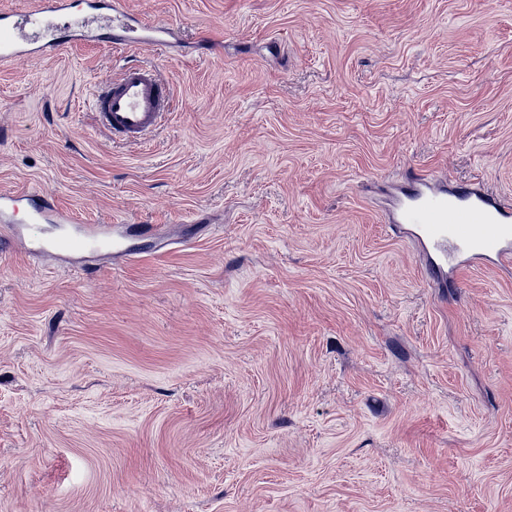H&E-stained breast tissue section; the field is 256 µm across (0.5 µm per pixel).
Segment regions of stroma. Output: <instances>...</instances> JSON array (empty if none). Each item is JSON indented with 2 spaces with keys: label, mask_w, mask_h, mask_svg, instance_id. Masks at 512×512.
<instances>
[{
  "label": "stroma",
  "mask_w": 512,
  "mask_h": 512,
  "mask_svg": "<svg viewBox=\"0 0 512 512\" xmlns=\"http://www.w3.org/2000/svg\"><path fill=\"white\" fill-rule=\"evenodd\" d=\"M168 47L0 67V186L125 253L0 255V512H512V265L390 227L419 169L512 195V0H123ZM130 64L146 143L97 129ZM171 99L170 87L154 69L128 66L95 98V118L113 138L139 145L170 111Z\"/></svg>",
  "instance_id": "1"
}]
</instances>
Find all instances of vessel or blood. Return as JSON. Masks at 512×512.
<instances>
[{
    "label": "vessel or blood",
    "mask_w": 512,
    "mask_h": 512,
    "mask_svg": "<svg viewBox=\"0 0 512 512\" xmlns=\"http://www.w3.org/2000/svg\"><path fill=\"white\" fill-rule=\"evenodd\" d=\"M74 0H28L24 14H0V66L19 54L45 59L58 54L74 37L63 22L74 8ZM60 20L56 37L39 42L22 41L23 26L39 31L51 20ZM165 25L138 18L128 20L119 29L108 32L112 46L134 42L155 47L167 44ZM172 93L155 70L142 66L126 67L118 80L106 83L94 100L97 122L113 138L133 145L145 142L170 110ZM24 212V224H58L59 236L48 241L33 240L29 246L64 257H89L111 250L112 242L127 237L130 230L117 226L100 229L73 223L46 196L36 190L18 192L0 189V253H6L20 241L24 224L15 215ZM394 220L412 225L415 234L435 256L428 275L432 280L448 277V255L463 259L491 258L500 264L512 263V201L486 192L480 184L444 187L436 175L413 171L398 204Z\"/></svg>",
    "instance_id": "vessel-or-blood-1"
}]
</instances>
